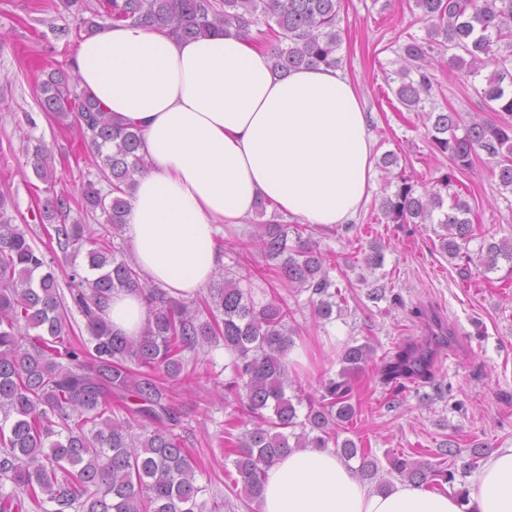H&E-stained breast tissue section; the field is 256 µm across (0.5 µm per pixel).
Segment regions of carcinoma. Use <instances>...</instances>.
<instances>
[{"mask_svg":"<svg viewBox=\"0 0 512 512\" xmlns=\"http://www.w3.org/2000/svg\"><path fill=\"white\" fill-rule=\"evenodd\" d=\"M76 14L77 31L89 35L105 25L127 24L165 29L180 38L235 30L244 35L273 33V70L281 75L303 66L339 67L336 51L340 0H62ZM429 25L430 40L405 44L394 94L416 112L432 98L434 77L428 57L434 47L454 51L452 64L478 75L488 66L480 96L489 112L512 114V68L496 56V47L512 48V0H414ZM39 104L57 124L75 128L88 145L103 191L84 185L80 204L100 212L103 222L53 226L58 249L77 257L85 252L87 274L72 270L67 292L60 291L50 262L25 233L12 224L0 199V512H218L197 483L195 460L174 433L180 415L164 387L166 378L194 375L197 350L224 345L230 380L224 389L247 416V429L232 447L236 497L259 499L266 470L294 448L330 446L347 462L358 461L366 480L377 478L379 461L372 449L351 438L339 439L353 421L356 406L346 376L372 358L370 345H346L340 355L342 380L324 384L313 399L292 387L288 354L296 332L288 328L293 309L283 299L255 300L249 278L238 272L251 261L253 276L272 272L296 293H308L318 317L331 319L341 295L329 276L328 254L320 249L309 224L276 219L255 225L242 251L224 267L223 285L211 288L203 306L169 297L146 283L137 266L115 255L111 239L123 236L128 197L150 165L139 153L140 129L112 119L69 67L47 73ZM431 144L450 161L436 186L423 194L399 176L381 211L391 224L437 223L441 249L452 258L476 233L468 204L453 193L445 203L455 173L472 167L481 153L496 163L500 186L512 191V122L455 111L426 113ZM36 176L53 184L48 154L33 151ZM71 197L52 193L42 203L41 221L52 222L70 211ZM512 264V238L483 243L479 266L487 271L498 260ZM140 289L150 317L141 335L123 336L106 318L112 292ZM85 320L89 339L77 336L72 310ZM432 352L403 344L393 355L386 380L402 376L432 379ZM305 408L299 415V408ZM390 472L418 486L454 472L445 463L387 458ZM11 490H5L6 485Z\"/></svg>","mask_w":512,"mask_h":512,"instance_id":"cac0c4a2","label":"carcinoma"}]
</instances>
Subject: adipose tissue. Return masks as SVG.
Wrapping results in <instances>:
<instances>
[{
  "instance_id": "obj_1",
  "label": "adipose tissue",
  "mask_w": 512,
  "mask_h": 512,
  "mask_svg": "<svg viewBox=\"0 0 512 512\" xmlns=\"http://www.w3.org/2000/svg\"><path fill=\"white\" fill-rule=\"evenodd\" d=\"M81 84L114 119L137 126L152 161L130 199L135 262L174 298L191 300L224 257L219 225L259 202L315 228L355 220L375 186V140L359 93L324 66L272 72L268 47L241 34L183 40L115 26L86 36L72 58ZM114 331L137 336L149 312L137 291L113 293ZM475 512H512V448L470 478ZM260 512H462L447 487L396 481L378 490L335 449L305 448L266 472Z\"/></svg>"
}]
</instances>
